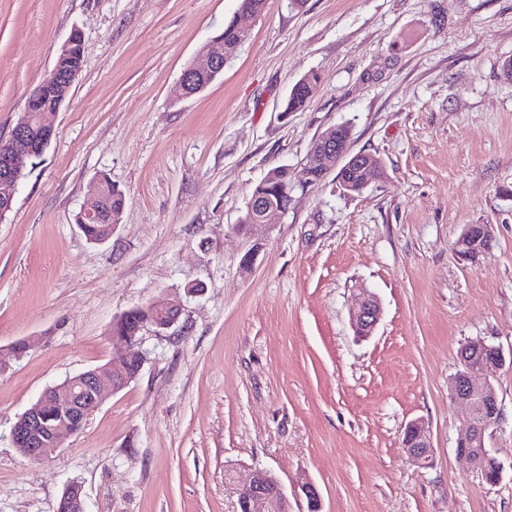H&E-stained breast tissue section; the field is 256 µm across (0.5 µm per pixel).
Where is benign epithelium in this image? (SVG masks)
Masks as SVG:
<instances>
[{
  "mask_svg": "<svg viewBox=\"0 0 512 512\" xmlns=\"http://www.w3.org/2000/svg\"><path fill=\"white\" fill-rule=\"evenodd\" d=\"M226 54L224 43L216 39L210 47L205 64L190 65L177 84L189 97L208 87L207 78L224 71ZM81 69H52L30 93L25 109L12 127L8 136L0 141L8 146L6 159L0 162V217L9 210L18 186L19 174L26 163L43 155L54 135L53 128L43 120L45 107L39 106L43 89L58 85L68 88L78 78ZM36 113L41 138L33 140L29 135V113ZM314 150L322 160L324 173L339 168L352 171L358 177L357 188H364L375 170V160L366 153L352 154L349 139L340 138L332 131L322 134L314 141ZM250 209L259 217L257 224H239L236 231L252 238L257 230H271L272 220L286 213L284 209L265 206L252 200ZM84 216L102 225L100 239L104 240L112 232V217L103 210L102 198L84 210ZM492 241L489 225L469 224L455 242V252L463 260L478 261ZM163 315L160 319L140 327L146 333L160 336L175 326L182 315V308L164 298L153 301ZM381 307L376 297L368 294L351 313L350 323L354 333L361 337L372 335L380 320ZM124 316L112 322V362L108 380H103L95 369L81 372L66 379L63 383L44 389L34 403L18 418L12 427L11 438L14 448L31 460H42L55 454L63 445L66 435L77 433V428L87 425L93 414L99 410L113 393L126 387L138 375L144 357L139 349L141 338L125 335ZM461 368L454 375L451 395L455 402L467 409L468 424L460 432L456 441V453L468 461L480 474H485V462L494 459L497 470H503L498 451L487 446V438L501 427L502 412L494 385L488 380L491 371L505 363V356L498 346L481 338L468 341L459 352ZM486 377L483 384L477 385L474 379ZM403 448L411 458L430 464L433 447L430 432L419 421L410 423L403 438ZM229 477L238 492L240 512H290L288 497L279 480L265 468L249 467L243 471L232 466ZM308 509L321 512L320 493L311 482L301 486ZM84 509L83 486L78 481L69 482L61 496L58 512H75Z\"/></svg>",
  "mask_w": 512,
  "mask_h": 512,
  "instance_id": "benign-epithelium-1",
  "label": "benign epithelium"
}]
</instances>
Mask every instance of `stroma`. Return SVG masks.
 <instances>
[{"mask_svg":"<svg viewBox=\"0 0 512 512\" xmlns=\"http://www.w3.org/2000/svg\"><path fill=\"white\" fill-rule=\"evenodd\" d=\"M237 0H0V135L72 29L83 67L46 114L55 136L0 220V512H56L69 481L85 512H237L227 467L271 469L292 512H512V364L494 384L504 463L486 484L455 452L461 347L512 350V0H271L204 91L172 90ZM311 103H282L304 76ZM383 174L361 192L328 173L293 193L253 244L234 230L254 187L300 168L327 129ZM109 179L126 204L103 242L76 216ZM492 227L478 262L454 244ZM256 249L250 272L240 259ZM204 288L185 294L188 284ZM382 316L356 337L350 313ZM179 323L142 338L138 377L51 458L11 430L47 387L112 360L109 330L159 296ZM426 423L429 466L402 445ZM381 307L376 297L366 294L356 310L351 313L350 323L356 336H371L380 320Z\"/></svg>","mask_w":512,"mask_h":512,"instance_id":"1","label":"stroma"}]
</instances>
